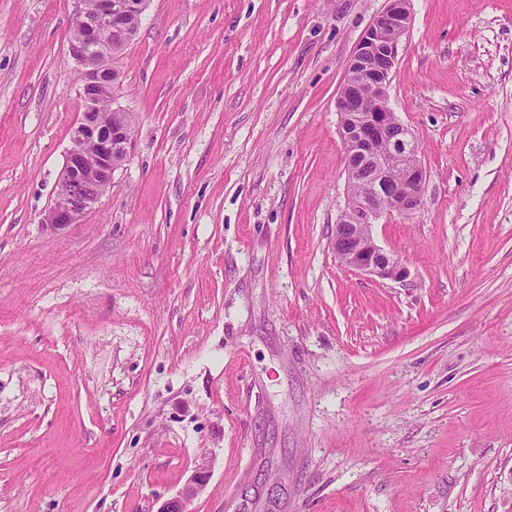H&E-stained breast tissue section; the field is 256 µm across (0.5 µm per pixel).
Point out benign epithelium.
Listing matches in <instances>:
<instances>
[{
  "label": "benign epithelium",
  "mask_w": 512,
  "mask_h": 512,
  "mask_svg": "<svg viewBox=\"0 0 512 512\" xmlns=\"http://www.w3.org/2000/svg\"><path fill=\"white\" fill-rule=\"evenodd\" d=\"M79 36L68 52L78 66L86 110L78 118L75 146L65 156L54 200L41 223L54 230L78 224L112 184V173L127 157L132 130L126 112L112 109L109 122L97 111V91L119 78L112 41L131 40L129 19L143 15L147 0H74ZM412 21L410 0H387L356 45L336 98L344 146L347 198L340 211L332 249L347 267L378 279H402L407 270L377 244L372 228L387 216H413L421 208L428 172L413 132L389 106L399 49ZM208 480L199 466L179 494L156 512H187Z\"/></svg>",
  "instance_id": "benign-epithelium-1"
}]
</instances>
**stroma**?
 Wrapping results in <instances>:
<instances>
[{
	"mask_svg": "<svg viewBox=\"0 0 512 512\" xmlns=\"http://www.w3.org/2000/svg\"><path fill=\"white\" fill-rule=\"evenodd\" d=\"M385 0H148L125 164L50 206L73 0H0V512H512V0H411L389 105L429 179L332 249L335 108ZM208 480V470L198 466L189 476L179 494L164 501L156 512H186L189 501L198 496Z\"/></svg>",
	"mask_w": 512,
	"mask_h": 512,
	"instance_id": "1",
	"label": "stroma"
}]
</instances>
